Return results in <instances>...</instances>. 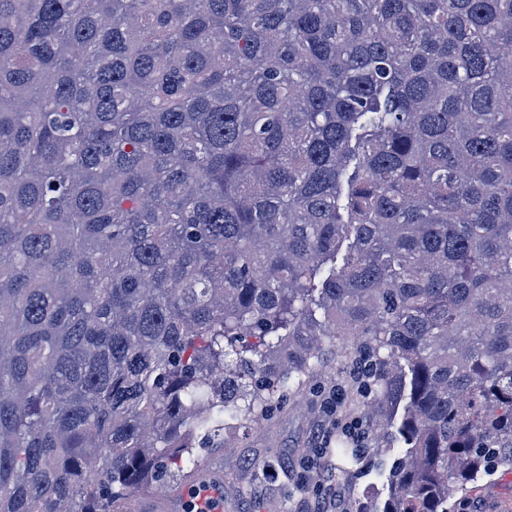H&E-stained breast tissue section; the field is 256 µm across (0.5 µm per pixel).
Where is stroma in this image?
<instances>
[{"instance_id": "1", "label": "stroma", "mask_w": 512, "mask_h": 512, "mask_svg": "<svg viewBox=\"0 0 512 512\" xmlns=\"http://www.w3.org/2000/svg\"><path fill=\"white\" fill-rule=\"evenodd\" d=\"M336 378L334 362L307 384L297 405L284 407L257 426L243 429L234 447L214 448L198 461L224 477L226 512H309L317 493L333 490L326 512H351L357 498L373 495L374 471L339 475L335 460L326 456L321 436L341 435L339 410L327 401ZM512 501V470L501 468L479 480L468 494H452L449 512H497L499 503Z\"/></svg>"}]
</instances>
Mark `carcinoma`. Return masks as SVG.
<instances>
[{"label": "carcinoma", "mask_w": 512, "mask_h": 512, "mask_svg": "<svg viewBox=\"0 0 512 512\" xmlns=\"http://www.w3.org/2000/svg\"><path fill=\"white\" fill-rule=\"evenodd\" d=\"M512 0H0V512H122L334 351L448 512L512 468Z\"/></svg>", "instance_id": "obj_1"}]
</instances>
